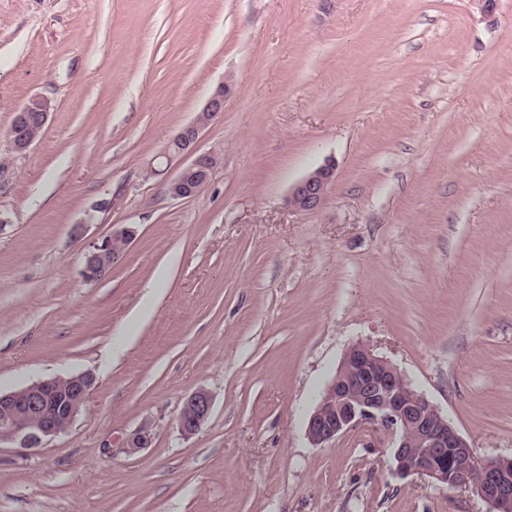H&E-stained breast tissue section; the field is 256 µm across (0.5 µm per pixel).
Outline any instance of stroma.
<instances>
[{"mask_svg":"<svg viewBox=\"0 0 512 512\" xmlns=\"http://www.w3.org/2000/svg\"><path fill=\"white\" fill-rule=\"evenodd\" d=\"M225 80L199 141L221 166L173 198L147 168ZM1 161L0 391L97 385L67 432L0 449V512H488L398 476L379 432L306 423L363 342L479 460L512 457V0H0ZM327 162L322 206L289 207ZM48 103L40 98H31L15 112L9 138L14 153L27 152L39 139L49 117ZM133 235L132 228L122 227L94 244L85 255L81 273L84 281L94 282L105 276L123 257ZM212 410V398L205 390L192 393L184 402L178 416V426L185 436L195 434L208 420Z\"/></svg>","mask_w":512,"mask_h":512,"instance_id":"obj_1","label":"stroma"}]
</instances>
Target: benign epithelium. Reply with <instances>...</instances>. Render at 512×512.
Segmentation results:
<instances>
[{"mask_svg":"<svg viewBox=\"0 0 512 512\" xmlns=\"http://www.w3.org/2000/svg\"><path fill=\"white\" fill-rule=\"evenodd\" d=\"M230 84L211 95L194 120L167 144L151 168L177 164L169 192L177 199L198 195L220 165L213 152L198 150L203 130L224 111ZM49 117L48 103L34 97L15 112L9 138L13 152H27L39 139ZM334 179L326 163L298 181L289 204L300 211L319 209ZM134 230L122 227L86 253L82 278L94 282L123 257ZM96 379L89 372L39 381L18 390L0 392V446L8 444L25 453L67 431L93 392ZM212 398L205 390L192 393L178 416L185 436L195 434L208 420ZM364 426L381 430L391 449L396 471L402 476H424L435 485L454 481L470 487L489 505V512L512 506V458L478 461L473 448L448 418L387 358L368 345H352L310 414L307 436L315 445L334 441ZM151 434L140 428L125 441L127 452L146 447Z\"/></svg>","mask_w":512,"mask_h":512,"instance_id":"1","label":"benign epithelium"}]
</instances>
